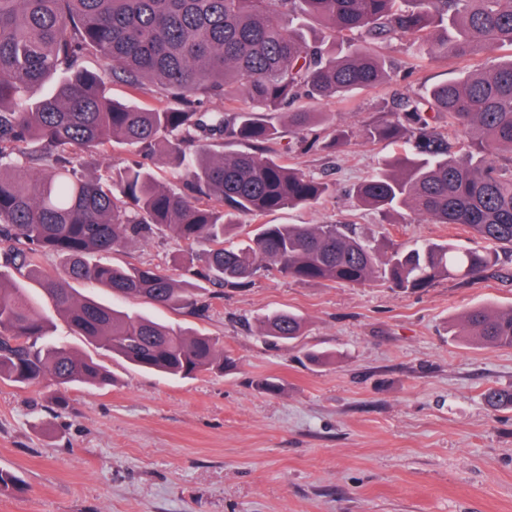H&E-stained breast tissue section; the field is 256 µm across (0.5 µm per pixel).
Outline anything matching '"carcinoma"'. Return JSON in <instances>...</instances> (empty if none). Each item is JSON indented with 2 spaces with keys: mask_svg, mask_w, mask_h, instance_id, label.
Here are the masks:
<instances>
[{
  "mask_svg": "<svg viewBox=\"0 0 512 512\" xmlns=\"http://www.w3.org/2000/svg\"><path fill=\"white\" fill-rule=\"evenodd\" d=\"M361 37L406 40L436 59L490 56L512 49V0H0V380H50L58 406L69 386L112 383L96 358L52 339V318L12 281L13 270L38 281L96 352L187 377L223 369L215 339L106 307L72 283L194 314L200 281L218 295L260 272L347 286L379 278L408 292L494 267L491 253L451 242L382 249L347 224H260L235 241L238 217L311 205L330 193L321 178L269 153L281 130L263 115L287 108L288 124L303 130L326 123L327 113L295 103L345 101L380 84L386 60ZM88 53L99 57L98 68L82 66ZM114 81L150 100H113ZM232 91L245 108H204ZM442 121L457 133L458 148ZM353 134L338 127L305 148L336 151ZM359 134L400 151L354 188L358 206L383 216L409 208L512 253V54L404 98L392 117ZM226 139L244 149L220 151ZM113 144L127 146L133 159L105 180L85 173L82 156ZM157 155L184 172V187L158 182L144 163ZM158 233L190 247L175 272L107 260L127 241ZM194 246L204 247L203 259ZM43 253L57 255L62 270L42 271ZM259 326L266 337L290 341L303 320L272 310ZM454 335L512 348V308H473ZM484 398L495 410L512 408V392L489 389Z\"/></svg>",
  "mask_w": 512,
  "mask_h": 512,
  "instance_id": "1",
  "label": "carcinoma"
}]
</instances>
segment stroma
Here are the masks:
<instances>
[{
  "instance_id": "1",
  "label": "stroma",
  "mask_w": 512,
  "mask_h": 512,
  "mask_svg": "<svg viewBox=\"0 0 512 512\" xmlns=\"http://www.w3.org/2000/svg\"><path fill=\"white\" fill-rule=\"evenodd\" d=\"M380 51L399 67L415 64L413 76L398 67L349 102L313 106L329 122L305 136L355 129L341 149L306 151L289 132L273 146L280 159L333 183V192L308 206L241 217L240 235L259 223L347 224L381 244L481 247L464 226L406 208L383 218L350 192L395 152L357 134L379 119L385 99L459 79L495 58L436 60L404 41ZM186 250L163 235L108 259L167 269ZM92 294L211 336L232 364L180 379L104 354L114 384L71 387L64 408L46 387L0 381V470L25 482L23 491L0 492V512H512V409L483 400L487 388L512 389V349L453 334L471 308L512 307L511 253L500 252L485 276L417 292L263 274L220 299L200 291L211 303L201 318L104 288ZM272 309L298 314L302 335L263 337L258 320ZM310 351L325 352L327 362L309 364ZM267 379L279 392L262 389Z\"/></svg>"
}]
</instances>
